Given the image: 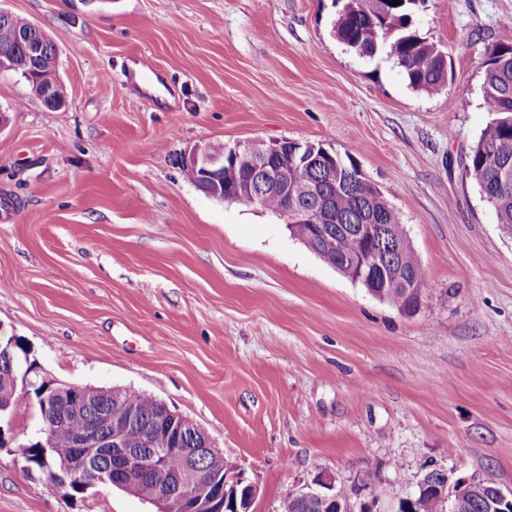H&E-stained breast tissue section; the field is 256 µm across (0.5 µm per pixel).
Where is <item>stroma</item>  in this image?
Masks as SVG:
<instances>
[{
  "instance_id": "35a3bbf8",
  "label": "stroma",
  "mask_w": 512,
  "mask_h": 512,
  "mask_svg": "<svg viewBox=\"0 0 512 512\" xmlns=\"http://www.w3.org/2000/svg\"><path fill=\"white\" fill-rule=\"evenodd\" d=\"M344 0H0L55 43L64 111L0 69V335L52 378L134 389L210 436L279 512L325 475L377 473L395 512L430 466L512 489V235L464 168L492 117L484 62L512 0H420L445 88L335 35ZM153 73L136 79L135 63ZM285 139L349 158L397 211L424 271L398 310L272 213L205 196L194 148ZM0 418V512H153L98 484L45 487Z\"/></svg>"
}]
</instances>
